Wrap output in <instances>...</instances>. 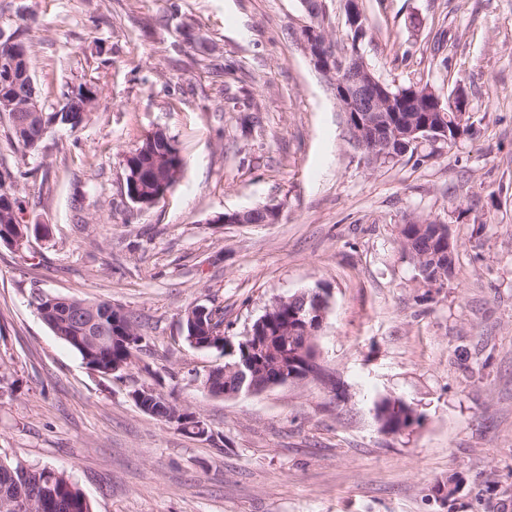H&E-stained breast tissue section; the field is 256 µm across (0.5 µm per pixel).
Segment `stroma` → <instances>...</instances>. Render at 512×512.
<instances>
[{"mask_svg": "<svg viewBox=\"0 0 512 512\" xmlns=\"http://www.w3.org/2000/svg\"><path fill=\"white\" fill-rule=\"evenodd\" d=\"M360 53L393 87L462 84L473 133L369 164L299 39L300 0H0L46 110L80 84L98 95L77 129L25 149L0 117V164L23 219L0 244V456L64 471L93 512H512V0H360ZM162 129L181 178L148 209L124 159ZM276 205L271 224L216 215ZM423 215L449 225L456 274L424 286L398 243ZM317 288L315 381L211 396L221 351L184 339L193 304L240 336L278 297ZM109 302L148 343L123 379L90 371L28 304L33 290ZM149 384L214 438L142 412ZM418 423L381 432L373 403ZM457 484L440 500L439 483ZM392 401L395 403L391 404ZM380 403L383 405V411L386 414L388 424L397 429L394 434L402 433V430L411 427L408 426L409 416L407 414V409L401 400L383 398L375 403V408Z\"/></svg>", "mask_w": 512, "mask_h": 512, "instance_id": "stroma-1", "label": "stroma"}]
</instances>
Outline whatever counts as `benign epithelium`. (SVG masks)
I'll return each instance as SVG.
<instances>
[{
    "instance_id": "obj_1",
    "label": "benign epithelium",
    "mask_w": 512,
    "mask_h": 512,
    "mask_svg": "<svg viewBox=\"0 0 512 512\" xmlns=\"http://www.w3.org/2000/svg\"><path fill=\"white\" fill-rule=\"evenodd\" d=\"M308 18L301 32V45L311 64L328 81L334 93L340 111L352 119L355 140L362 149L374 155L379 149L390 145L388 132L400 128L410 138V144L416 145L426 137L433 143L445 141L448 130L444 126L416 125L409 113L420 111L419 96L394 99L393 94L383 81L377 79L365 64L359 48L346 54H337L329 48V35L320 21V0H301ZM346 25L351 31L359 28L364 14L359 0H344ZM6 51L0 56V114L7 115L14 129L18 132L29 127L40 112L44 111L34 90L32 72L28 65L26 44L16 36L4 40ZM69 100H81L78 109L71 112L68 125L76 128L86 119L96 103V90L90 85L79 88L74 86L67 94ZM450 111L457 113L461 119L469 115V101L466 92L458 88L448 101ZM424 137H419V133ZM300 302L301 309L294 317L295 324L283 327L274 337L256 343L255 351H263L277 357L288 350V337L302 332L307 335L303 349L292 353V362L304 361L309 365L318 363L317 357L311 355L315 347L316 333L322 326L329 307V299L319 291H305L291 297L278 299L279 304L291 301ZM85 355V361L99 360L106 354L108 340L104 336L72 340ZM239 377L250 378L246 390L224 393L226 397H236L242 393L256 395L261 392V382L265 371L259 365L248 362L236 366ZM167 419L170 423L192 421L196 437L210 440L213 437L205 420L196 412L176 408L170 411Z\"/></svg>"
}]
</instances>
